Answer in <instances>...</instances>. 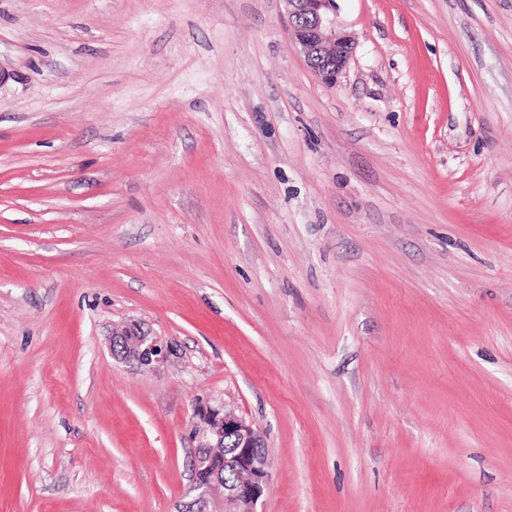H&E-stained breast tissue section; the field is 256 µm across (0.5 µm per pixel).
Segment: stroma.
<instances>
[{"instance_id":"1","label":"stroma","mask_w":512,"mask_h":512,"mask_svg":"<svg viewBox=\"0 0 512 512\" xmlns=\"http://www.w3.org/2000/svg\"><path fill=\"white\" fill-rule=\"evenodd\" d=\"M0 0V512H512V0ZM137 322L174 347L113 359ZM291 38L321 80L335 86L353 54L354 38L329 18L332 0H285ZM204 427L202 429V443L195 457V480L190 489V500L183 506L181 512H257L256 505L264 492L267 481L265 455L261 451L264 447L262 436L258 429L246 421L242 416L222 408H209L203 413ZM229 440L232 448L231 457L227 458L222 450L214 457L215 468L221 472V484L224 496H217L213 479L207 482L199 481L196 473L207 457H197V453L210 454L208 448H223ZM231 466L240 474V480L229 487L235 480V473ZM207 472H199V478H207Z\"/></svg>"}]
</instances>
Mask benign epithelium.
<instances>
[{"label":"benign epithelium","mask_w":512,"mask_h":512,"mask_svg":"<svg viewBox=\"0 0 512 512\" xmlns=\"http://www.w3.org/2000/svg\"><path fill=\"white\" fill-rule=\"evenodd\" d=\"M291 38L321 80L334 86L353 54L354 38L336 30L329 18L332 0H284ZM112 357L123 363L158 367L167 363L172 350L159 337L132 323L112 332ZM203 448H223L231 443L232 455L224 464L240 474V480L216 495L215 482L194 480L190 500L181 512H257L256 505L267 481L262 436L245 418L223 408L203 413Z\"/></svg>","instance_id":"benign-epithelium-1"}]
</instances>
